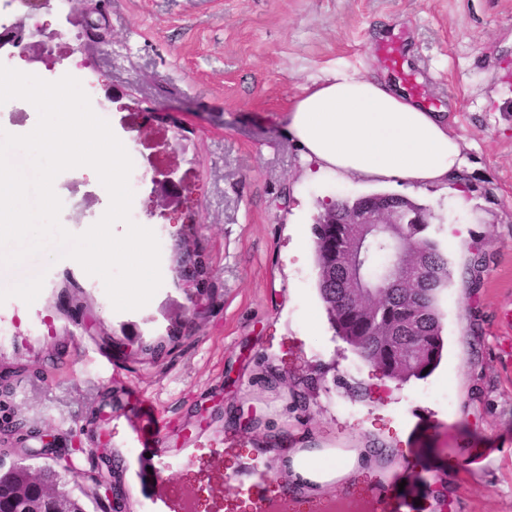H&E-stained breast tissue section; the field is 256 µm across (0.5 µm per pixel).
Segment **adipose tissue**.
Instances as JSON below:
<instances>
[{
    "label": "adipose tissue",
    "mask_w": 512,
    "mask_h": 512,
    "mask_svg": "<svg viewBox=\"0 0 512 512\" xmlns=\"http://www.w3.org/2000/svg\"><path fill=\"white\" fill-rule=\"evenodd\" d=\"M288 133L320 171L342 179L422 186L447 181L464 163L461 138L438 112L345 67L304 87Z\"/></svg>",
    "instance_id": "obj_1"
}]
</instances>
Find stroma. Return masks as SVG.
<instances>
[{"label":"stroma","mask_w":512,"mask_h":512,"mask_svg":"<svg viewBox=\"0 0 512 512\" xmlns=\"http://www.w3.org/2000/svg\"><path fill=\"white\" fill-rule=\"evenodd\" d=\"M106 23L110 43L88 48L93 68L73 56L6 65L75 77L128 144L140 176L131 218L155 232L163 282L146 306L118 312L100 278L56 247L0 265L8 419L63 448L107 447L128 512H181L202 493L224 512L226 498L253 506L255 487L271 495L278 482L294 486L284 512H323L374 487L415 512H512V0H110ZM376 30L401 39L403 71L447 109L467 157L466 208L453 181L386 187L469 232L466 246L444 242L454 276L441 362L399 387L335 334L316 289L321 203L377 187L310 173L287 132L292 101L314 79L339 67L390 76ZM134 102L142 114L128 112ZM167 165L193 191L211 288L204 319L175 334L188 303L177 227L167 210L145 207ZM54 190L74 234L109 205L81 167ZM472 247L486 254L475 283ZM431 384L453 407L424 397ZM142 398L167 425L159 457L137 441ZM246 417L257 429L240 428ZM274 433L283 447L263 451ZM484 451L488 461L470 465Z\"/></svg>","instance_id":"1"}]
</instances>
